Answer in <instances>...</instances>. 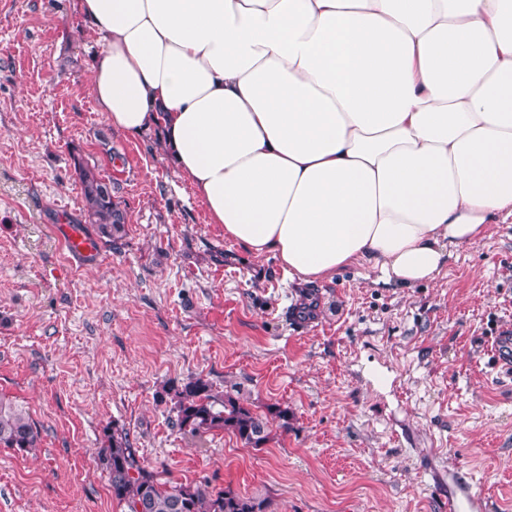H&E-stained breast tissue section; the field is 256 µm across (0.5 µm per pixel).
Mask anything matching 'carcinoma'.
<instances>
[{
	"instance_id": "obj_1",
	"label": "carcinoma",
	"mask_w": 512,
	"mask_h": 512,
	"mask_svg": "<svg viewBox=\"0 0 512 512\" xmlns=\"http://www.w3.org/2000/svg\"><path fill=\"white\" fill-rule=\"evenodd\" d=\"M75 171L82 186L85 221L97 226L102 241L115 245L123 237L126 213L112 193V182L79 159ZM176 413L175 426L197 436L223 431L244 445L262 448L270 440L267 416L255 412L239 394L219 392L202 377L163 388ZM41 433L29 412L13 400L0 397V447L30 451L39 446ZM99 462L106 472L112 499L124 512H271L262 496L243 495L230 489L215 490L209 481L170 482L141 463L123 427L105 430Z\"/></svg>"
}]
</instances>
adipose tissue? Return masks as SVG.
Instances as JSON below:
<instances>
[{"instance_id":"ef3b65f1","label":"adipose tissue","mask_w":512,"mask_h":512,"mask_svg":"<svg viewBox=\"0 0 512 512\" xmlns=\"http://www.w3.org/2000/svg\"><path fill=\"white\" fill-rule=\"evenodd\" d=\"M113 130L289 278L434 280L512 216V0H75Z\"/></svg>"}]
</instances>
